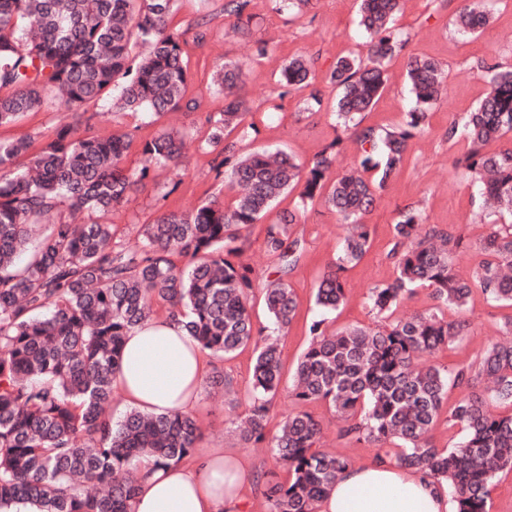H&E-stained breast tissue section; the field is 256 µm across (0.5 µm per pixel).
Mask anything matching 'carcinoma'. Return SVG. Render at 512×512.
Instances as JSON below:
<instances>
[{
	"mask_svg": "<svg viewBox=\"0 0 512 512\" xmlns=\"http://www.w3.org/2000/svg\"><path fill=\"white\" fill-rule=\"evenodd\" d=\"M173 0H0V125L15 122L58 91L59 110L71 121L37 154L24 141H0V512L19 505L35 512H132L138 490L133 462L148 454L162 465L193 455L200 427L190 413L145 414L128 410L112 418L114 378L122 342L157 310L218 358L253 343V400L238 425L244 446L265 444L288 480H270L268 512H317L323 494L351 461L319 448L322 422L306 406L324 403L338 434L373 444L378 459L415 468L448 483L456 512H488L490 486L512 469V346L492 344L472 362L451 369L416 361L436 354L468 331L463 317L474 290L512 307V222L491 224L479 241L483 255L463 277L454 267L461 236L431 225L422 229L416 209L392 225V281L370 289L371 309L386 320L375 327L328 332L325 320L294 373L298 410L270 434L272 402L282 380L281 349L264 335L248 307L254 270L245 260L243 234L283 193L301 188L341 216L348 230L336 262L315 288L316 305L336 310L346 297L344 272L372 246L365 217L404 165L410 141L423 129L428 109L447 87L435 61L409 57L407 78L414 107L406 122L380 130L362 114L380 98L386 65L407 39L396 29L400 0H358L357 25L368 38L366 57L337 58L324 81L339 91L335 116L360 146L357 164L340 173L341 138L335 137L308 167L283 152L236 155L226 130L241 138L258 134L246 123L240 95L243 71L226 62L220 73L224 111L206 116L208 142L224 145L225 189L230 204L203 203L170 212L141 226L133 246L114 242L112 225L98 217L123 207L136 183L122 166L129 133L109 137L79 133L83 107L100 105L109 91L123 107L156 115L179 111L191 82L183 65L182 35L169 30ZM250 0H227L237 29L249 32ZM490 0H468L453 19L456 31L474 36L490 21ZM147 45V56L136 49ZM475 69L487 84L476 107L450 123L448 141L467 150L454 160L478 186L482 208L512 214V148L491 149L512 135V67L481 60ZM280 84L308 91L309 110L322 106L312 62L294 57ZM189 134L160 131L142 145L144 175L153 165L179 168ZM68 209L92 220L64 219L37 233L43 219ZM296 213L284 214L266 233V251L278 277L264 289L274 329L288 330L297 302L286 277L299 265L303 240L294 235ZM184 258L181 265L172 256ZM431 289L437 305L422 314L392 319L416 288ZM470 394L444 409L448 388ZM463 432L438 448L433 431L441 418Z\"/></svg>",
	"mask_w": 512,
	"mask_h": 512,
	"instance_id": "cac0c4a2",
	"label": "carcinoma"
}]
</instances>
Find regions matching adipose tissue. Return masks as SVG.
Instances as JSON below:
<instances>
[{"mask_svg":"<svg viewBox=\"0 0 512 512\" xmlns=\"http://www.w3.org/2000/svg\"><path fill=\"white\" fill-rule=\"evenodd\" d=\"M206 358L174 322L159 318L125 339L117 384L128 405L145 413L189 412L198 403ZM134 467L140 491L133 512H242L253 478L238 456L211 449L196 467L166 468L145 455ZM318 512H454L445 482L424 472L371 462L345 470Z\"/></svg>","mask_w":512,"mask_h":512,"instance_id":"1","label":"adipose tissue"}]
</instances>
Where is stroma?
I'll use <instances>...</instances> for the list:
<instances>
[{
  "instance_id": "35a3bbf8",
  "label": "stroma",
  "mask_w": 512,
  "mask_h": 512,
  "mask_svg": "<svg viewBox=\"0 0 512 512\" xmlns=\"http://www.w3.org/2000/svg\"><path fill=\"white\" fill-rule=\"evenodd\" d=\"M224 3L225 0H173L170 24L184 34L183 55L191 74L187 96L195 101L194 109L158 119L142 112L116 111L93 117L87 125L88 132L99 135L135 132L136 141L124 162L132 173L141 167V140L156 130L164 127L196 135L188 145L181 170L151 167L134 186L129 203L110 215L119 243L135 244L141 225L152 222L160 214L187 212L203 202L223 200L224 149L205 143L206 116L224 109V92L211 82L216 66L237 61L246 73L240 94L251 110L249 119L257 125L259 134L246 140L231 134L229 140L237 154L281 150L308 165L339 133L340 126L333 113L335 89L324 87L322 108L309 111L304 106L303 93L283 88L277 76L296 55L314 59L315 71L321 76L333 66L338 55L366 54L367 38L356 24L357 0H308L307 4L290 11L279 8L276 0H251L252 21L246 35L237 32L235 19L225 13ZM460 5V0H439L435 5L430 0H402L397 25L408 44L404 52L389 62L386 89L372 112L366 113L364 122L379 128L404 122L412 101L406 76V63L412 55L431 57L440 63L448 74V95L431 107L427 125L411 142L404 168L367 216V223L374 227V244L363 260L346 272L343 305L323 315L314 302L316 282L335 262L344 233L336 214L322 200L304 204L298 192L286 194L247 232L246 257L257 276L249 306L259 326L268 323L264 283L274 270L264 245L268 226L276 223L283 212L296 211L298 222L293 231L305 246L299 266L288 277L297 298L298 316L280 337L283 379L272 406L275 419H282L296 409L291 396L292 373L310 342L308 325L312 319L325 317L330 330L336 332L375 324L368 291L394 277L395 262L388 254L389 240L391 226L402 211L411 207L420 209L425 223L449 227L461 235L463 243L455 256L460 275H468L480 259L477 244L487 224L478 217L476 187L453 164L464 146L450 143L446 131L486 91L482 78L464 70V61L482 59L490 64L512 66V0H496L489 26L471 38L459 36L452 28L451 20ZM259 40L267 45L266 53L261 56L255 52ZM68 120L67 113L59 111L54 93L48 91L31 111L14 123L0 126V141H25L34 153ZM464 317L469 323L468 334L437 355L423 358V365L453 367L468 363L490 344L503 342L501 327L512 317V307L494 305L477 290ZM255 356L251 344L224 359L208 356L206 379L201 383L200 400L194 411L203 432L197 448L224 449L227 454L244 458L254 474L273 473L282 480L286 474L269 448L244 447L236 432L238 421L249 407ZM216 375L229 379L230 387L213 388L210 379ZM310 410L325 425L321 449L345 455L356 465L375 459L377 450L373 445L338 437L337 425L327 405L314 404Z\"/></svg>"
}]
</instances>
